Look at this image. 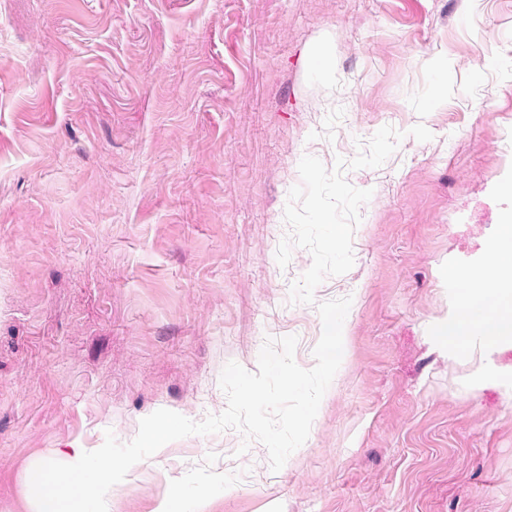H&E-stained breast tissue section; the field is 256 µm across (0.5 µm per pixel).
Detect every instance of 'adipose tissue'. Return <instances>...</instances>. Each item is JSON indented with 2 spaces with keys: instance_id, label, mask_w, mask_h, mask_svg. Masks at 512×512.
<instances>
[{
  "instance_id": "adipose-tissue-1",
  "label": "adipose tissue",
  "mask_w": 512,
  "mask_h": 512,
  "mask_svg": "<svg viewBox=\"0 0 512 512\" xmlns=\"http://www.w3.org/2000/svg\"><path fill=\"white\" fill-rule=\"evenodd\" d=\"M459 312L441 326L450 346H461L467 337L479 336L495 348L512 341V223L505 221L485 266L464 280Z\"/></svg>"
}]
</instances>
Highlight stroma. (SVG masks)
Returning a JSON list of instances; mask_svg holds the SVG:
<instances>
[{
	"label": "stroma",
	"instance_id": "obj_1",
	"mask_svg": "<svg viewBox=\"0 0 512 512\" xmlns=\"http://www.w3.org/2000/svg\"><path fill=\"white\" fill-rule=\"evenodd\" d=\"M424 124L427 142L408 131ZM354 265L290 289L298 164L383 126ZM512 0H0V512L57 449L221 413L266 338L315 364L351 297L307 441L271 471L238 431L170 442L109 512H512V343L449 346L463 275L512 213Z\"/></svg>",
	"mask_w": 512,
	"mask_h": 512
}]
</instances>
